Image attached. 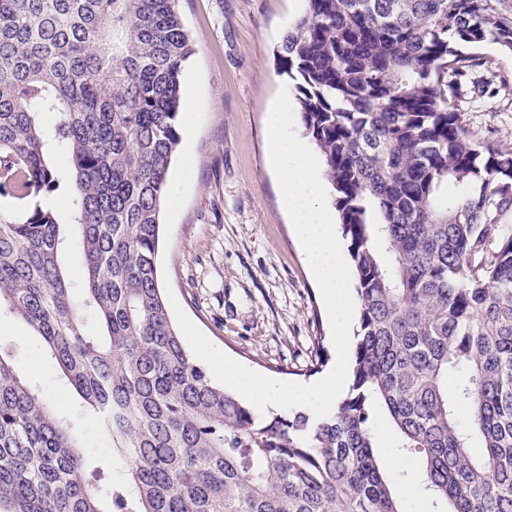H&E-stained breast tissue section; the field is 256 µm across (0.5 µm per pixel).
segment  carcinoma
<instances>
[{"label":"carcinoma","instance_id":"carcinoma-1","mask_svg":"<svg viewBox=\"0 0 512 512\" xmlns=\"http://www.w3.org/2000/svg\"><path fill=\"white\" fill-rule=\"evenodd\" d=\"M178 2L0 0V315L42 340L112 448L89 463L0 339V512H406L377 409L435 512H512V150L456 104L485 47L512 57V0H305L282 37L358 300L352 387L319 420L259 419L215 384L161 291L195 53ZM372 431L375 436L376 451L383 464L385 472L396 479L397 493L402 499L407 512H430L432 505L429 500L419 494L411 483H401L398 475L411 474L418 467L417 459L408 448H400L401 441L395 434L383 411L377 410L372 418ZM408 487L410 492L405 494L402 488Z\"/></svg>","mask_w":512,"mask_h":512}]
</instances>
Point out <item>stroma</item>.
<instances>
[{"label":"stroma","mask_w":512,"mask_h":512,"mask_svg":"<svg viewBox=\"0 0 512 512\" xmlns=\"http://www.w3.org/2000/svg\"><path fill=\"white\" fill-rule=\"evenodd\" d=\"M195 52L182 75V141L161 213L159 269L181 307L220 350L269 378L311 383L305 370L324 337L325 370L336 351L324 302L285 210L268 155V118L287 77L277 49L303 0H180ZM487 64L460 78L458 103L473 134L512 149V58L486 48ZM0 337L16 342L22 374L58 408L73 395L40 341L8 315ZM386 473H413L385 413L372 418Z\"/></svg>","instance_id":"stroma-1"}]
</instances>
